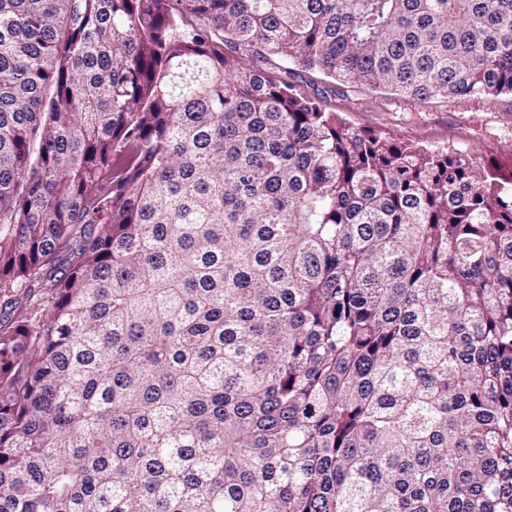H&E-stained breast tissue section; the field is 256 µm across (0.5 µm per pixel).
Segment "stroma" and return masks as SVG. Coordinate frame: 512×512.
Here are the masks:
<instances>
[{
    "instance_id": "stroma-1",
    "label": "stroma",
    "mask_w": 512,
    "mask_h": 512,
    "mask_svg": "<svg viewBox=\"0 0 512 512\" xmlns=\"http://www.w3.org/2000/svg\"><path fill=\"white\" fill-rule=\"evenodd\" d=\"M325 106L357 126L430 149L456 148L487 159L493 151L512 145L510 95L492 101L459 97L411 105L364 88L351 90L344 98H330Z\"/></svg>"
}]
</instances>
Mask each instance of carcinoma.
Wrapping results in <instances>:
<instances>
[{
	"mask_svg": "<svg viewBox=\"0 0 512 512\" xmlns=\"http://www.w3.org/2000/svg\"><path fill=\"white\" fill-rule=\"evenodd\" d=\"M350 85L512 95V0H0V512H512V150ZM324 105L359 127L429 149L456 148L487 161L493 151L512 145L510 95L411 105L364 88L349 91L347 98L332 96Z\"/></svg>",
	"mask_w": 512,
	"mask_h": 512,
	"instance_id": "1",
	"label": "carcinoma"
}]
</instances>
